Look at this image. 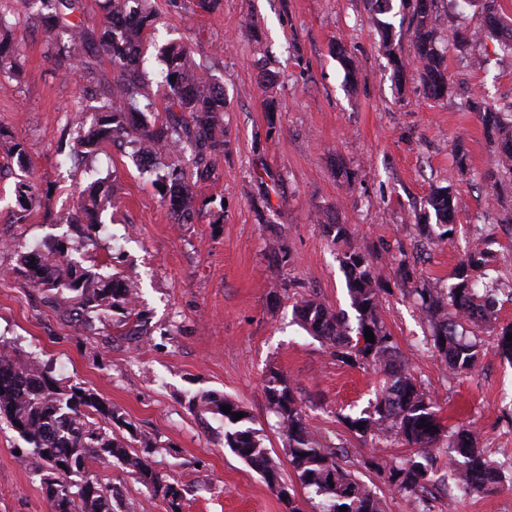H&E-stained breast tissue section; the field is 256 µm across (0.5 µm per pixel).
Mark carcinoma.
Listing matches in <instances>:
<instances>
[{
    "label": "carcinoma",
    "mask_w": 512,
    "mask_h": 512,
    "mask_svg": "<svg viewBox=\"0 0 512 512\" xmlns=\"http://www.w3.org/2000/svg\"><path fill=\"white\" fill-rule=\"evenodd\" d=\"M481 6L486 29L499 34V49L512 55V23L501 16L497 0H469ZM51 12L39 16L57 54L73 61L70 69L93 71L99 55L107 57L112 78L100 89L92 90L88 102L98 114V123L78 134L66 154L70 164L85 165L93 151L109 142L129 141L136 151L151 149L171 159L167 173L157 180L163 189L161 198L171 205L181 224L192 223L198 213L194 188L211 174L213 160L226 146L223 114L224 88L210 67L194 59L189 48L180 43L162 47L163 96L165 117L161 118L143 74L141 49L157 17L149 0H110L111 10L101 28L90 29L82 19H73L85 10L84 0H42ZM407 10L404 19L413 30L412 51L403 53L391 22H379L380 48L391 65L398 84L406 81L415 68L424 94L442 99L449 91L448 66L439 52L440 32L435 13L436 0H402ZM21 18L0 11V75L18 78L21 65L12 35ZM478 119L492 136L503 168L512 173V109H502L483 101L476 106ZM15 223L26 221L28 212L38 203L31 188L21 193ZM112 203L104 182L91 183L83 190L81 209L87 224H97L101 210ZM427 204L444 233L452 232L454 195L452 186L439 187ZM76 247L66 238L58 239L46 250H33L20 256L18 271L30 285L50 295L54 305L68 315L85 319H108L114 310H126L134 302L133 289L112 275L84 267L71 257ZM339 261L348 278L351 306L356 312V327L331 306L309 297L296 304L295 313L314 336L334 348L336 358L356 365L366 362L379 367L383 375L380 396L373 412L358 418L345 417L352 430L363 435L374 425H386L416 448L412 456L385 466L390 489L417 507L423 504L421 492L434 468L432 447L440 427L433 400L419 391L407 376L397 346L379 315L382 275L358 246L347 245ZM490 263L488 250L474 244L456 268L455 282L446 294H433L426 288L415 292L421 308L434 322L430 349L438 352L456 374L471 371L478 360L480 345L459 333L465 324L479 326L492 321L495 295L512 297V289L487 288L479 292L471 272ZM374 333V342L366 341V330ZM265 392L282 431L288 437V462L301 486L323 497V512H381L377 496L338 461L332 448H325L313 436L306 413L296 402L293 387L277 372L266 376ZM223 405L231 411H219L224 417V446L260 473L272 490L283 486L281 464L263 444L259 432L248 426L249 417L235 419L242 409L232 401ZM0 418L31 448V454L47 483L52 464L72 465L58 473L66 484L64 495H47L51 512H131L111 485L90 473L94 461L113 459L122 465L168 506L167 512H179L182 494L174 484L155 470L146 456L118 439L115 429L130 426L124 415L103 403L76 383L56 378L52 371L23 355L0 347ZM363 430H358V427ZM448 472L465 493L497 488L502 474L484 449L478 447L475 431L460 428L449 441Z\"/></svg>",
    "instance_id": "obj_1"
}]
</instances>
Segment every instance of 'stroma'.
Returning a JSON list of instances; mask_svg holds the SVG:
<instances>
[{
	"mask_svg": "<svg viewBox=\"0 0 512 512\" xmlns=\"http://www.w3.org/2000/svg\"><path fill=\"white\" fill-rule=\"evenodd\" d=\"M157 31L143 45L149 82L164 64L160 46L187 44L212 66L227 100L228 141L208 181L195 192L205 206L178 223L154 183L166 159L141 171L130 146L112 145L76 169L62 145L71 116L95 76L71 74L48 46L30 0H0L26 17L15 33L22 73L0 76V135L26 149L29 182L40 198L25 223L12 217L17 167L0 149V343L80 383L131 424L134 450L152 442L149 460L184 491L181 512H288L260 474L224 445L216 406L229 399L251 418L281 462L282 479L302 512H320L288 463V440L264 392L269 370L284 374L322 445L371 489L383 512H411L392 492L381 463L407 457L403 441L372 431L359 437L344 417L370 413L381 376L336 359L293 313L312 295L354 318L339 256L354 243L387 278L379 314L417 387L436 400L443 426L469 425L501 469L494 490L448 489L447 438L437 441L429 512H512V362L497 347L512 324V301L499 295L489 327H466L481 351L474 370L452 375L429 351L432 327L412 290L448 288L474 239L493 255L474 279L512 284V175L505 173L470 105H512V57L482 38L467 52L456 29L480 33V7L437 0L452 89L427 98L416 73L395 85L382 55L368 0H152ZM344 44L354 83L331 49ZM280 109H266L268 99ZM465 148L466 170L457 167ZM102 178L115 204L90 237L80 235L82 189ZM453 185V232L420 236L416 219L439 186ZM343 225L348 241L329 233ZM79 241L83 266L114 274L135 291L132 312L83 325L61 313L19 274V255L56 239ZM91 471L134 512H165L161 499L111 462ZM0 512H50L29 446L0 419Z\"/></svg>",
	"mask_w": 512,
	"mask_h": 512,
	"instance_id": "35a3bbf8",
	"label": "stroma"
}]
</instances>
